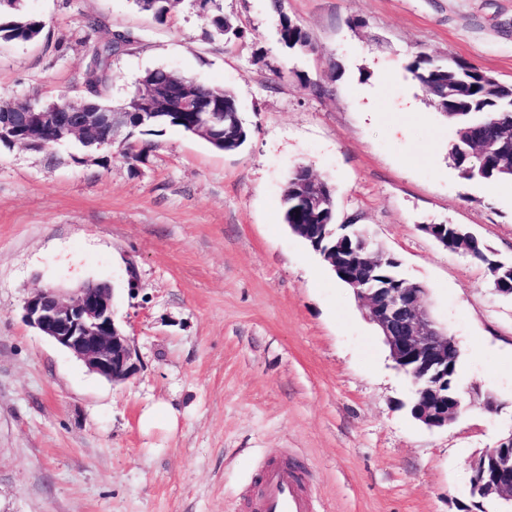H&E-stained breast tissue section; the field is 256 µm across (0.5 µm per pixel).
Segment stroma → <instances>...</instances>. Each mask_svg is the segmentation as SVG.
I'll use <instances>...</instances> for the list:
<instances>
[{"mask_svg": "<svg viewBox=\"0 0 512 512\" xmlns=\"http://www.w3.org/2000/svg\"><path fill=\"white\" fill-rule=\"evenodd\" d=\"M241 38L212 36L189 0L166 23L133 0H26L51 36L0 42V99L66 94L92 79L86 17L136 41L106 90L124 103L167 68L234 92L249 135L234 152L170 128L137 169L76 147H0V512H242L269 460L301 469L319 512H459L470 461L512 434V297L443 247L458 224L512 261V181L460 178L455 136L406 66L453 54L512 82V0H222ZM311 48L277 41L280 14ZM326 87L314 96L308 86ZM335 189L362 228L423 284L481 397L446 429L412 418L398 370L352 289L282 222L289 173ZM113 290L138 371L112 383L29 326L36 289ZM170 406L143 428L146 407Z\"/></svg>", "mask_w": 512, "mask_h": 512, "instance_id": "stroma-1", "label": "stroma"}]
</instances>
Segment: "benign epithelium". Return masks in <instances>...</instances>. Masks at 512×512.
<instances>
[{"label": "benign epithelium", "mask_w": 512, "mask_h": 512, "mask_svg": "<svg viewBox=\"0 0 512 512\" xmlns=\"http://www.w3.org/2000/svg\"><path fill=\"white\" fill-rule=\"evenodd\" d=\"M171 100L170 88L162 86L136 99L132 109L110 111L104 119L112 125V139H117L133 120L141 124L154 121L159 109L171 105ZM177 109L193 113L191 130L209 140L225 120L222 109L211 99L194 94L181 96ZM82 112L80 107L61 104L48 112L23 113L20 119L32 126L52 127L61 142L79 136L95 122V117H85ZM303 183L309 190L312 208H323L328 192L308 172L304 173ZM348 243V237L339 238L325 255L335 274L352 287L369 321L379 328L392 360L411 377L415 386L413 418L430 429L450 426L465 410L463 393H448V366L460 355L457 341L432 319L428 291L422 285L403 278L400 287L388 288L358 271L342 267L337 253ZM489 267L495 276V289L500 293L512 277V266L492 260ZM24 317L81 360L89 371L112 383H124L137 372L131 338L115 324L113 292L106 283L84 287L69 299L52 287L39 289L27 299ZM471 469L470 504L462 512H485L486 500L512 504V433L497 446L484 449L472 460Z\"/></svg>", "instance_id": "obj_1"}]
</instances>
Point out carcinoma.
<instances>
[{"label": "carcinoma", "instance_id": "carcinoma-1", "mask_svg": "<svg viewBox=\"0 0 512 512\" xmlns=\"http://www.w3.org/2000/svg\"><path fill=\"white\" fill-rule=\"evenodd\" d=\"M181 0H134L136 6L154 14L163 21L174 11ZM25 0H0V41L30 42L42 37L46 22L29 12L24 6ZM199 8L214 32L227 40L240 36V29L233 26L225 17L221 0H204ZM84 28L91 32L104 31L108 38L92 48L89 68L93 80L89 84L86 102L94 104L99 110L106 111L111 104L103 99V92L111 80L112 58L134 43L130 32L112 31L106 20L100 16H88ZM278 41L286 49L303 50L310 45L307 33L285 13H280ZM407 70L417 81L433 106L440 112L453 115L456 126L455 137L450 144L449 156L462 178L487 183L512 180V137L504 135L512 128V84L502 83L494 74L469 64L455 56L437 60L424 50L411 57ZM169 84L195 82V79L165 68L146 71L138 85L148 86L156 81ZM201 91L217 97L221 104L231 111L239 112L235 95L224 88L197 85ZM192 116L186 112H173L165 119L150 127H137L130 130L126 142L122 143L120 155L131 167L140 157L146 155L151 142L147 136H160L168 127H176L190 132ZM39 134L53 150L59 147L47 129L33 132L19 127L12 133L14 141L20 143L29 140L33 134ZM480 140H498L503 143L507 162L503 163L494 156L475 154V143ZM296 173H291L282 196L283 222L286 224H319L323 243L328 245L336 240V209L324 214L312 213L295 191Z\"/></svg>", "mask_w": 512, "mask_h": 512}]
</instances>
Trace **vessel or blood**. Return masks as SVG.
Listing matches in <instances>:
<instances>
[{
    "instance_id": "b4317fda",
    "label": "vessel or blood",
    "mask_w": 512,
    "mask_h": 512,
    "mask_svg": "<svg viewBox=\"0 0 512 512\" xmlns=\"http://www.w3.org/2000/svg\"><path fill=\"white\" fill-rule=\"evenodd\" d=\"M247 512H315L312 497L298 473L273 460L260 472L259 490L245 499Z\"/></svg>"
}]
</instances>
